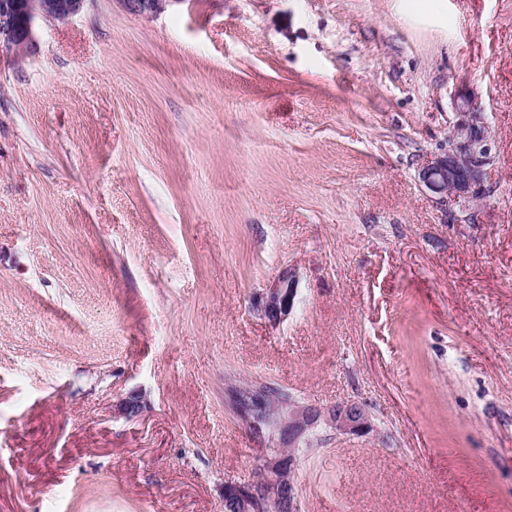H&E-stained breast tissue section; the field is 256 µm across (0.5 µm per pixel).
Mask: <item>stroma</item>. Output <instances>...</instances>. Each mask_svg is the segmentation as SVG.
Returning a JSON list of instances; mask_svg holds the SVG:
<instances>
[{"label": "stroma", "instance_id": "35a3bbf8", "mask_svg": "<svg viewBox=\"0 0 512 512\" xmlns=\"http://www.w3.org/2000/svg\"><path fill=\"white\" fill-rule=\"evenodd\" d=\"M418 3L87 0L0 55V512H224L253 380L371 404L303 512H512V0ZM467 98L463 209L418 171ZM123 7L136 16L154 18L164 13L167 8L179 0H119ZM297 296V279L293 268L285 267L263 297L260 312L271 326H279L292 312Z\"/></svg>", "mask_w": 512, "mask_h": 512}]
</instances>
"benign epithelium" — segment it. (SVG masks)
<instances>
[{
	"mask_svg": "<svg viewBox=\"0 0 512 512\" xmlns=\"http://www.w3.org/2000/svg\"><path fill=\"white\" fill-rule=\"evenodd\" d=\"M86 0H0V48L18 57L34 47L39 20L64 22L79 14ZM130 13L154 18L183 0H119ZM491 131L482 112H465L448 148L422 167L419 179L433 194L468 206L483 191L484 167L490 154ZM297 296L294 269L285 267L263 297L260 312L276 327L292 312ZM227 404L261 445L257 473L246 480L224 482V512H302L300 493L289 473L297 459L286 449L296 448L324 428L348 439L366 438L378 431L367 404L348 398L321 406L302 400L272 401L261 390L230 388Z\"/></svg>",
	"mask_w": 512,
	"mask_h": 512,
	"instance_id": "obj_1",
	"label": "benign epithelium"
}]
</instances>
